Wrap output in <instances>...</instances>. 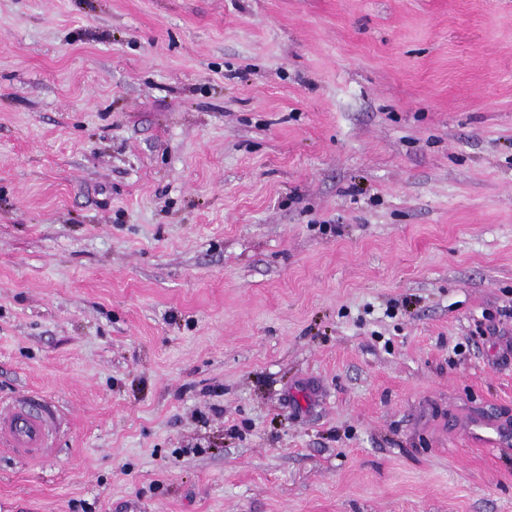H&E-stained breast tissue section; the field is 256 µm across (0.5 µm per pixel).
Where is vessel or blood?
<instances>
[{
    "instance_id": "obj_1",
    "label": "vessel or blood",
    "mask_w": 512,
    "mask_h": 512,
    "mask_svg": "<svg viewBox=\"0 0 512 512\" xmlns=\"http://www.w3.org/2000/svg\"><path fill=\"white\" fill-rule=\"evenodd\" d=\"M55 425L50 403L33 394L24 395L0 410V446L25 457L34 456L49 448Z\"/></svg>"
}]
</instances>
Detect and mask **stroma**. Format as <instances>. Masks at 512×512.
Returning a JSON list of instances; mask_svg holds the SVG:
<instances>
[{
  "label": "stroma",
  "instance_id": "obj_1",
  "mask_svg": "<svg viewBox=\"0 0 512 512\" xmlns=\"http://www.w3.org/2000/svg\"><path fill=\"white\" fill-rule=\"evenodd\" d=\"M31 393L0 512H512V0H0ZM55 425V413L50 403L40 396L24 395L5 411L0 409V446L32 457L51 448L50 436Z\"/></svg>",
  "mask_w": 512,
  "mask_h": 512
}]
</instances>
